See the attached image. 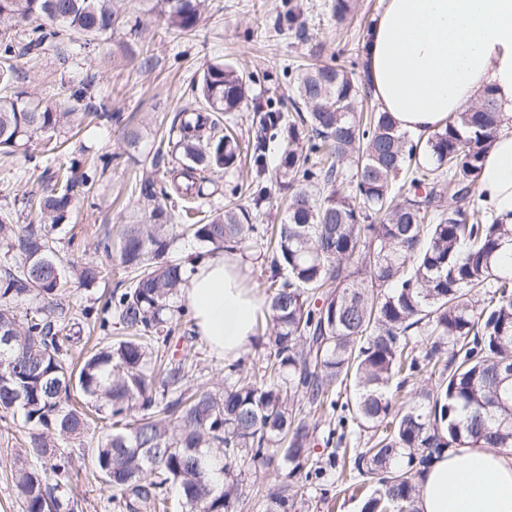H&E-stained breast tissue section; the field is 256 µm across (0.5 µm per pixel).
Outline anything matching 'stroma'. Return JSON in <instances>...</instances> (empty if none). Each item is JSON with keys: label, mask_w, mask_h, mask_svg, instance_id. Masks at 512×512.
I'll use <instances>...</instances> for the list:
<instances>
[{"label": "stroma", "mask_w": 512, "mask_h": 512, "mask_svg": "<svg viewBox=\"0 0 512 512\" xmlns=\"http://www.w3.org/2000/svg\"><path fill=\"white\" fill-rule=\"evenodd\" d=\"M328 0H204L195 35L181 38L167 30L150 12L147 0H124L127 10L142 21V35L130 40L116 32L105 40L97 54L70 55L59 60L55 51L17 60L19 78L12 89L34 97L65 96L70 81L91 79L95 99H107L112 111L129 119L142 134L136 157H129L121 128L89 125L79 135L81 146L95 154H108L112 164L96 183L92 197L78 200L62 222L56 249L64 266L94 260V245L103 235L118 236L124 224L139 213L133 193L134 178L146 173L167 180L174 164L171 156L156 157L162 135L191 98V86L207 64L221 61L234 65L250 78V93L238 112L230 116L244 153H251L255 113L275 106L286 112L294 92L297 65L316 60L342 65L362 80L366 66L365 44L370 26L378 16L379 0H353L354 10L339 22L327 8ZM51 158L33 167L23 153H0V214L10 213L14 223L34 224L38 218L26 207L29 195L53 185ZM250 168L224 173L217 184L207 185V195L195 199L202 212L223 209L230 199L245 201L243 188L250 182ZM28 439L21 423L0 422V512H21L20 499L5 466ZM97 433L65 445L75 467L72 483L84 497V512H115L111 492L92 476V456ZM335 475L301 487L297 512H360L359 500L341 495Z\"/></svg>", "instance_id": "35a3bbf8"}]
</instances>
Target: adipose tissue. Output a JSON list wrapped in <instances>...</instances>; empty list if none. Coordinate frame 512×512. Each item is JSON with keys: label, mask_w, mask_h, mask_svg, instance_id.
<instances>
[{"label": "adipose tissue", "mask_w": 512, "mask_h": 512, "mask_svg": "<svg viewBox=\"0 0 512 512\" xmlns=\"http://www.w3.org/2000/svg\"><path fill=\"white\" fill-rule=\"evenodd\" d=\"M366 60V85L401 131L438 129L488 92L512 119V0H380ZM478 196L494 219L512 225V130L496 134ZM249 272L232 251L187 266L196 333L228 363L250 349L261 313ZM417 508L512 512V456L471 445L445 449L418 483Z\"/></svg>", "instance_id": "adipose-tissue-1"}]
</instances>
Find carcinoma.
I'll return each mask as SVG.
<instances>
[{
  "label": "carcinoma",
  "mask_w": 512,
  "mask_h": 512,
  "mask_svg": "<svg viewBox=\"0 0 512 512\" xmlns=\"http://www.w3.org/2000/svg\"><path fill=\"white\" fill-rule=\"evenodd\" d=\"M167 29L197 31L201 0H156ZM140 20L117 0H0V151L13 152L36 134L76 136L86 119L122 122L92 85L68 95L6 94L17 76V38L26 54L76 43L88 57L122 26ZM250 78L220 61L193 85L194 98L171 126L169 152L181 163L169 182L143 175L134 191L147 210L120 235L119 258L133 274L98 306L82 309L92 327L118 326L122 336L81 362L67 290L70 275L56 259L54 232L75 196L91 190L108 162L65 153L53 158L59 187L37 200L39 223L0 220L14 268L0 278V327L14 339L0 347V421L19 416L29 430L25 454L9 463L22 512H78L64 443L109 423L94 466L126 512H168L175 490L181 512H238L257 492L252 469L277 464L280 484L267 489L266 512H296L293 478H319L338 465V448L360 430L369 448L350 456L351 480L366 485L361 512H418L416 478L436 454L465 444L512 448V270L500 251L512 225L487 221L475 206L481 163L503 125L495 100L448 117L426 138L412 140L388 112L363 115L361 91L342 67L311 64L298 77L295 115L255 114V176L249 207L186 224L183 231L212 251L253 244L268 253L265 306L270 356L258 377L242 360L224 366L218 386H184L196 352L167 356L185 309L174 298L187 285L186 262L169 255L176 225L173 202L202 195L197 173L241 166L231 132L219 134V112H235ZM287 138L278 169L292 190L281 223H256L270 195L264 150ZM102 267L73 270L84 286ZM31 293L43 305L17 315ZM321 295V304L313 301ZM427 373L425 388L402 404L405 384ZM327 414L325 445L312 459Z\"/></svg>",
  "instance_id": "1"
}]
</instances>
